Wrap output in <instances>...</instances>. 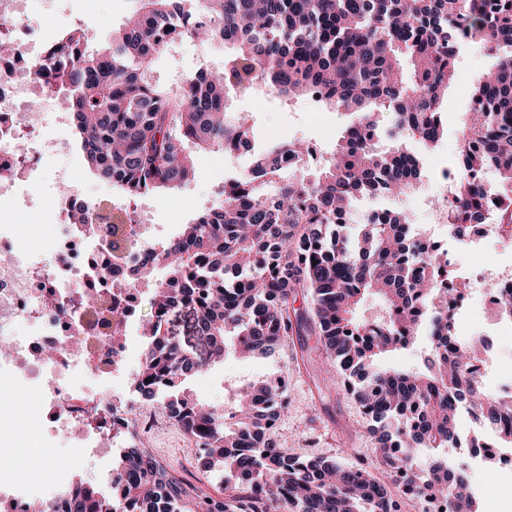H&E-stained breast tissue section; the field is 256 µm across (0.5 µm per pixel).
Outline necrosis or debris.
<instances>
[{"mask_svg": "<svg viewBox=\"0 0 512 512\" xmlns=\"http://www.w3.org/2000/svg\"><path fill=\"white\" fill-rule=\"evenodd\" d=\"M29 0H0V34L13 43L9 57L0 59V377L10 379L38 400L37 426L17 429L21 447L42 445L45 435L65 431L75 446L100 451L103 436L116 447L155 441L173 428V419L159 416L153 403L131 398L102 399L79 393L77 373L116 371L125 353V339L98 347L80 345L85 327L83 301L113 298L125 320L137 317L140 284L131 267L112 269V252L94 224H76L74 212L90 209L85 192L69 189L51 209L55 234L44 242L22 235L13 209L15 180L36 169L39 158L56 151V140L32 133L21 138L27 115L23 108L41 87L30 76L55 41L46 25L28 21ZM98 407L87 415L88 407Z\"/></svg>", "mask_w": 512, "mask_h": 512, "instance_id": "obj_1", "label": "necrosis or debris"}]
</instances>
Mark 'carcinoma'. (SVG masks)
<instances>
[{
  "label": "carcinoma",
  "instance_id": "cac0c4a2",
  "mask_svg": "<svg viewBox=\"0 0 512 512\" xmlns=\"http://www.w3.org/2000/svg\"><path fill=\"white\" fill-rule=\"evenodd\" d=\"M139 2L104 48L88 50L70 29L36 73L48 94L67 101L74 146L121 198L180 189L193 178L198 152L247 142L246 118L227 111L229 87L310 100L345 111L351 122L332 157L313 171L309 144L269 143L248 173L224 183L217 203L144 253L138 278L151 288V314L142 321L136 390L207 446L203 468L218 467L244 484L222 496L221 512H276V503L282 512H403L416 485L444 500L447 512H476L464 470L438 459L423 469L415 454L456 443L463 410L512 448V429L500 427L512 401L477 380L482 346L448 350V250L416 232L402 212L358 218L353 201L419 187L420 160L404 141L439 145L456 59L479 44L498 62L472 82L457 176L440 219L460 245L483 224L512 225V0ZM202 34L205 44L228 50L224 69L203 68L172 88L151 79L156 58ZM384 111L394 114L386 131ZM73 220L101 225L117 264L138 248L125 209L77 212ZM353 224L365 230L354 236ZM200 289L196 327L209 339L205 362L163 330L169 312ZM369 296L382 308L365 317L359 309ZM104 308L101 299L85 306L90 328L100 325ZM295 336L315 337L332 384L352 393L366 422L381 428L378 464L392 483L358 462L293 455L265 438V417L288 410V396L266 380L235 389L237 410L228 419L186 390L158 400L160 390L181 388L229 353L268 354ZM422 336L428 344L419 364H384ZM112 482L123 500L81 478L69 482L70 512H125L126 501L139 512H213L215 497L156 468L147 448L121 449Z\"/></svg>",
  "mask_w": 512,
  "mask_h": 512
}]
</instances>
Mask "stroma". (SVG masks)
Instances as JSON below:
<instances>
[{"label":"stroma","mask_w":512,"mask_h":512,"mask_svg":"<svg viewBox=\"0 0 512 512\" xmlns=\"http://www.w3.org/2000/svg\"><path fill=\"white\" fill-rule=\"evenodd\" d=\"M138 6V0H50L45 7L55 15L60 27L78 29L86 45L95 49L105 45L113 30L125 23ZM45 7L36 2L31 11L36 14ZM223 63V55L184 41L172 46L165 57L155 62L152 74L155 80L168 84L187 72L215 68ZM493 63V58L488 57L483 49L463 50L458 57L457 81L443 101L448 131L441 145L428 151L419 142L406 140V148L418 155L424 164L425 178L420 190L398 200L384 196L366 197L360 200L359 207L363 210L390 208L403 212L416 230L445 243L459 265L466 266L477 260L512 271V239L490 234L485 238L479 255H472L470 246L451 241L440 217L427 205L428 198L443 196L451 183L450 175L455 171L458 126L468 107L470 80L475 72L491 67ZM228 102L232 111L248 115L253 149L234 158L218 153L202 155L190 185L164 194L148 195L147 200L153 206L152 219L161 237H172L181 224L210 205L224 183L243 173L251 164L253 150L262 149L273 141L302 139L318 147V160L323 163L329 159L350 121L343 111L317 108L303 100L289 102L267 89L259 93L235 90L230 92ZM60 169L69 170L72 181L83 187L92 202L114 203L111 187L94 175L82 155L68 149L47 158L36 180H24L21 187L24 198H40L46 205H53L61 193L53 183L54 175ZM127 337L129 353L121 371L103 377L85 376L83 386L99 391L104 398L133 395L130 376L139 367L143 341L134 326L128 327ZM325 367L324 354L310 341L303 347L294 344L273 354L247 360L226 357L224 362L213 364L207 371L191 377L187 388L201 402L229 413L234 407L230 392L234 384L284 378L290 405L287 415L278 419L271 432L272 439L280 447L301 455L373 465L376 438L363 426L364 415L352 396L324 381ZM45 446L56 462L53 474L59 482L64 483L77 476L100 484L112 472V458L108 455L88 454L81 463H74L76 451L65 436L47 438ZM157 447L165 455L173 477L193 482L209 495L225 494V474L218 470L202 474L198 453L185 446L179 431L166 432ZM468 476L478 490L479 512H512V476L499 477L490 490L484 487L485 471L472 470Z\"/></svg>","instance_id":"1"}]
</instances>
